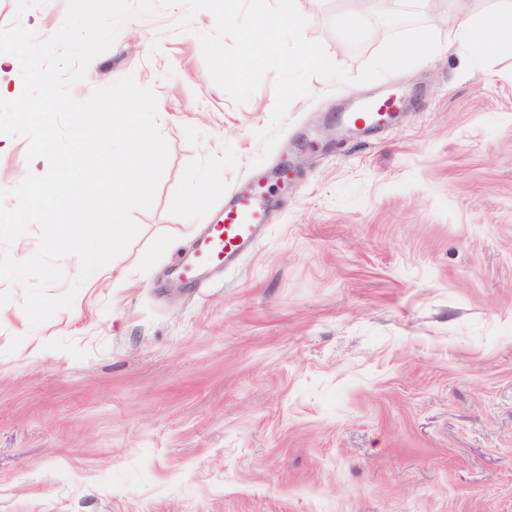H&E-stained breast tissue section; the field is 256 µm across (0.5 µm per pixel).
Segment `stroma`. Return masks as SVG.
<instances>
[{
  "instance_id": "obj_1",
  "label": "stroma",
  "mask_w": 512,
  "mask_h": 512,
  "mask_svg": "<svg viewBox=\"0 0 512 512\" xmlns=\"http://www.w3.org/2000/svg\"><path fill=\"white\" fill-rule=\"evenodd\" d=\"M374 0H297L350 75L288 108L262 170L300 145L298 185L240 268L171 270L254 170L273 76L244 104L213 81L178 5L128 21L71 92L133 76L157 96L169 160L120 279L31 327L0 281V512H512V47L463 69L445 0L416 66L354 83L388 38ZM68 0L18 14L45 39ZM396 87L409 120L340 138L334 110ZM0 135V189L33 167Z\"/></svg>"
}]
</instances>
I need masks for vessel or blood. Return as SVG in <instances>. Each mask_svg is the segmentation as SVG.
Wrapping results in <instances>:
<instances>
[{"label":"vessel or blood","mask_w":512,"mask_h":512,"mask_svg":"<svg viewBox=\"0 0 512 512\" xmlns=\"http://www.w3.org/2000/svg\"><path fill=\"white\" fill-rule=\"evenodd\" d=\"M401 108L399 92L387 90L337 112L336 119L346 130L367 138L391 126ZM295 180L294 167L284 163L274 180L252 179L225 192L224 209L198 238L191 260L180 269L182 279L195 286L206 269L239 268L263 238L274 194H287Z\"/></svg>","instance_id":"1"}]
</instances>
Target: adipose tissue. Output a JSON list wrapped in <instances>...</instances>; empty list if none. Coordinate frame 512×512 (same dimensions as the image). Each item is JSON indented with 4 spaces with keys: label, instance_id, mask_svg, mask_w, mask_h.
Segmentation results:
<instances>
[{
    "label": "adipose tissue",
    "instance_id": "obj_1",
    "mask_svg": "<svg viewBox=\"0 0 512 512\" xmlns=\"http://www.w3.org/2000/svg\"><path fill=\"white\" fill-rule=\"evenodd\" d=\"M449 11L454 12L465 42L470 47L469 63L479 61V54L485 50L491 39L512 42V0H498L493 14L471 12L467 0H448Z\"/></svg>",
    "mask_w": 512,
    "mask_h": 512
}]
</instances>
